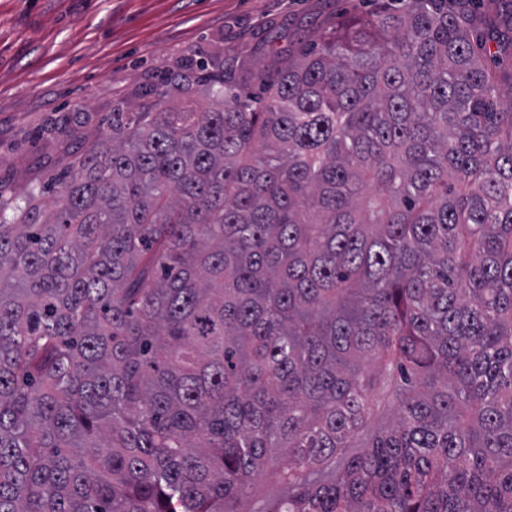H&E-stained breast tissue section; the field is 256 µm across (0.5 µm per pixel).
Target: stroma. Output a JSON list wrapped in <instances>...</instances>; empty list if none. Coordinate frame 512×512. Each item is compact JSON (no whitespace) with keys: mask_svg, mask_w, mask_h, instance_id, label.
<instances>
[{"mask_svg":"<svg viewBox=\"0 0 512 512\" xmlns=\"http://www.w3.org/2000/svg\"><path fill=\"white\" fill-rule=\"evenodd\" d=\"M373 0H0V200L21 201L100 135L115 106L224 60L239 86Z\"/></svg>","mask_w":512,"mask_h":512,"instance_id":"35a3bbf8","label":"stroma"}]
</instances>
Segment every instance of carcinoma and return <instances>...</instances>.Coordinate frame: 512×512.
Returning <instances> with one entry per match:
<instances>
[{
	"label": "carcinoma",
	"mask_w": 512,
	"mask_h": 512,
	"mask_svg": "<svg viewBox=\"0 0 512 512\" xmlns=\"http://www.w3.org/2000/svg\"><path fill=\"white\" fill-rule=\"evenodd\" d=\"M454 2L257 102L164 80L0 201V512H512V0Z\"/></svg>",
	"instance_id": "carcinoma-1"
}]
</instances>
